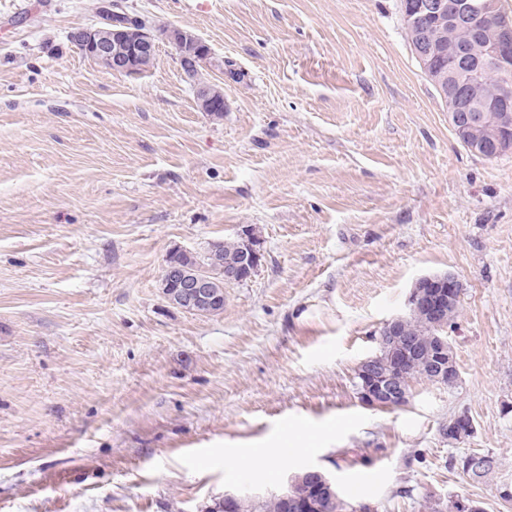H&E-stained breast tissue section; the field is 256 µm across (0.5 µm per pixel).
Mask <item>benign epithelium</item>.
I'll list each match as a JSON object with an SVG mask.
<instances>
[{"label": "benign epithelium", "mask_w": 512, "mask_h": 512, "mask_svg": "<svg viewBox=\"0 0 512 512\" xmlns=\"http://www.w3.org/2000/svg\"><path fill=\"white\" fill-rule=\"evenodd\" d=\"M96 10L101 23L78 27L68 34L69 41L83 48L93 61L104 64L118 75H133L138 60L153 54L160 43L175 49L177 61L185 77H190L198 65L211 60L212 50L207 42L178 26L160 27L135 16L127 20V12L117 0H98ZM404 26L419 31L413 44L417 58L426 78L444 99L457 103L456 111L448 113L450 124L471 152L489 158L498 153L499 130L512 125V112L498 113L495 123L485 126V112L477 98L478 85L469 79L463 70V59L471 54L478 30L473 23L477 18L500 20L494 40L479 47L477 63L499 62L512 49V18L504 14L502 0H401ZM430 20L444 30L453 27V41L448 46L433 42L420 23ZM199 109L212 112L219 108L220 91L210 85H194ZM484 133L472 139L468 133L477 128ZM239 236L244 241L242 258L224 268V284L242 283L252 277L261 260L260 241L253 229L244 227ZM162 294L172 306L196 311L219 301L220 295L210 280L201 271H193L166 259L161 278ZM460 284L452 274L431 275L420 278L407 300L409 310L415 311L424 305L433 316L445 320L448 307L458 303ZM403 318L396 317L386 323L376 338L377 346L398 339V327ZM453 351L447 337L438 338L433 355L432 371L435 379L441 380L458 370L452 361ZM357 374L361 378L358 394L361 402L375 409H394L408 404L410 392L394 377L379 375L377 358L370 355L363 359ZM295 479H290L283 492L287 512H318L319 504L311 499H300L294 490Z\"/></svg>", "instance_id": "1"}]
</instances>
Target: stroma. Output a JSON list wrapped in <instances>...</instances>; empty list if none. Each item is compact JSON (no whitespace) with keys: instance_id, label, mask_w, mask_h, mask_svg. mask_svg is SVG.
Returning a JSON list of instances; mask_svg holds the SVG:
<instances>
[{"instance_id":"1","label":"stroma","mask_w":512,"mask_h":512,"mask_svg":"<svg viewBox=\"0 0 512 512\" xmlns=\"http://www.w3.org/2000/svg\"><path fill=\"white\" fill-rule=\"evenodd\" d=\"M95 3L0 0V512H210L305 466L379 512H512V152L458 142L400 0H125L209 43L220 119L168 45L133 76L83 57ZM246 225L262 261L223 312L169 305V252ZM446 273L457 385L364 406L358 363ZM284 442L272 475L226 463ZM466 456H467V458L465 460L464 468L467 472L462 468V460ZM487 461H488V457H483L478 454H471V455L465 454V455L459 456L458 458H454L452 460V462H453L452 464H453V466H456L458 470H461V472L463 474L468 475L469 477L472 476L473 478H477V476L475 474L481 473V470L485 466V462H487ZM492 461H493V464L489 465V467L484 469V471L481 473V475H479L477 481L483 480L484 478H486L488 475H490L492 473V471L494 470L495 460L492 459ZM468 473H470L471 476Z\"/></svg>"}]
</instances>
